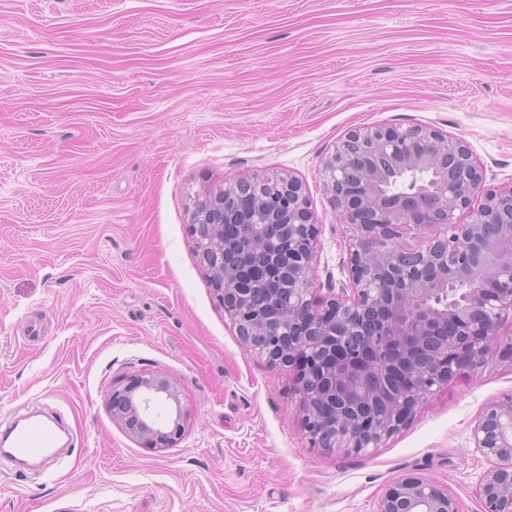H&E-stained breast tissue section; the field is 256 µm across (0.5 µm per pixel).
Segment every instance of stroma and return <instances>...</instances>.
I'll list each match as a JSON object with an SVG mask.
<instances>
[{
	"label": "stroma",
	"mask_w": 512,
	"mask_h": 512,
	"mask_svg": "<svg viewBox=\"0 0 512 512\" xmlns=\"http://www.w3.org/2000/svg\"><path fill=\"white\" fill-rule=\"evenodd\" d=\"M385 124L512 182V0H0V425L53 413L74 443L42 471L0 463V512H375L408 473L482 512L472 433L512 366L441 388L383 447H313L294 375L240 343L194 248L193 200L289 174L314 283L339 288L323 163ZM152 372L186 415L161 451L107 406Z\"/></svg>",
	"instance_id": "1"
}]
</instances>
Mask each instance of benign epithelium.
I'll use <instances>...</instances> for the list:
<instances>
[{
  "label": "benign epithelium",
  "instance_id": "7a95c632",
  "mask_svg": "<svg viewBox=\"0 0 512 512\" xmlns=\"http://www.w3.org/2000/svg\"><path fill=\"white\" fill-rule=\"evenodd\" d=\"M323 184L353 229L349 285L317 294V225L291 177L232 180L192 204L195 249L241 343L298 375L316 448H379L434 391L495 359L512 366V183L486 187L469 147L426 126L349 131ZM466 214L457 220L456 212ZM112 421L148 448L185 431L178 382L149 373L112 393ZM162 401L159 419L152 406ZM475 448L490 461L484 512H512V394L489 402ZM376 512H460L448 488L409 473Z\"/></svg>",
  "mask_w": 512,
  "mask_h": 512
}]
</instances>
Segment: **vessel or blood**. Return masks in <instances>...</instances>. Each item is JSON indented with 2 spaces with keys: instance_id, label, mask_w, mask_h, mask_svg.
I'll use <instances>...</instances> for the list:
<instances>
[{
  "instance_id": "b4317fda",
  "label": "vessel or blood",
  "mask_w": 512,
  "mask_h": 512,
  "mask_svg": "<svg viewBox=\"0 0 512 512\" xmlns=\"http://www.w3.org/2000/svg\"><path fill=\"white\" fill-rule=\"evenodd\" d=\"M60 425L55 421L27 419L0 432V456L27 468L51 459L60 441Z\"/></svg>"
}]
</instances>
